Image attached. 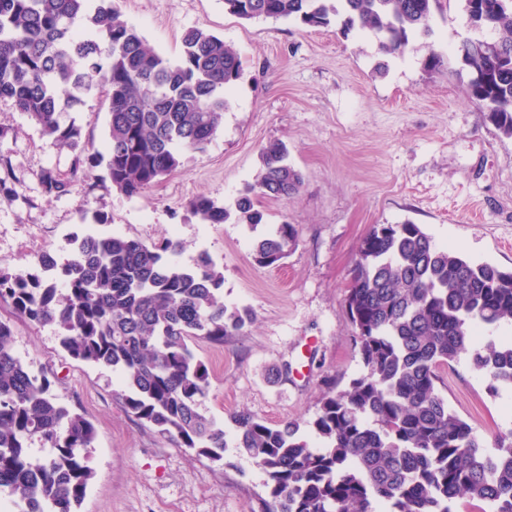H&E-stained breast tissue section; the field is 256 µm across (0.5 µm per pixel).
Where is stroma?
<instances>
[{
    "mask_svg": "<svg viewBox=\"0 0 512 512\" xmlns=\"http://www.w3.org/2000/svg\"><path fill=\"white\" fill-rule=\"evenodd\" d=\"M119 21L177 60L181 37L200 27L223 37L242 61L229 90L224 122L204 151H189L181 169L129 197L112 188L103 168L76 166L75 153L44 136L10 100L0 99V157L11 176L0 189V270L31 271L43 252L64 261L71 239L120 233L144 242H179L177 262L208 253L224 272L227 308H250L247 331L217 345L192 348L209 370L204 414L223 423L224 458L179 446L130 416L112 370L80 363L56 332L13 314L17 355L48 371L60 402L84 414L96 438L88 464L95 477L80 512H251L266 495L267 476L237 446L233 416L248 412L271 424L307 426L329 385L346 389L363 371L345 306L358 248L372 225H422L440 245L472 260L512 269V140L468 100V75L457 47L467 36L458 0L436 16L433 35L400 55L378 51L368 34L342 35L287 19L243 20L224 0H113ZM445 65L427 71L429 52ZM83 141L104 149V93L64 112ZM287 144L303 184L281 200L260 199L257 229L227 221L204 224L188 209L204 195L232 205L253 181L259 149ZM69 184L46 195L43 172ZM105 223H95V215ZM287 222L295 249L273 267L252 255L257 234ZM438 392L481 434L512 430V389L490 396L467 360L440 371Z\"/></svg>",
    "mask_w": 512,
    "mask_h": 512,
    "instance_id": "1",
    "label": "stroma"
}]
</instances>
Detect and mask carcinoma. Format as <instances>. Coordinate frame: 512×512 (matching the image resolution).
Masks as SVG:
<instances>
[{"instance_id":"cac0c4a2","label":"carcinoma","mask_w":512,"mask_h":512,"mask_svg":"<svg viewBox=\"0 0 512 512\" xmlns=\"http://www.w3.org/2000/svg\"><path fill=\"white\" fill-rule=\"evenodd\" d=\"M0 0V99H9L42 133L77 152L76 161L104 166L113 188L131 197L202 151L224 121L227 90L242 62L224 39L202 28L183 36L172 61L117 20L112 0ZM467 22L494 32L512 55V0L474 13ZM448 0H224L241 19L294 18L311 28L357 29L400 54L432 35ZM95 35L85 37L80 26ZM469 79L467 97L512 140V65L497 55L458 51ZM106 77L109 102L105 152L89 153L80 129L61 112L84 103ZM288 146L270 141L259 170L232 207L197 196L189 209L204 224L230 218L263 224L258 198L296 194L301 173ZM46 193L68 183L48 171ZM69 258L42 256L26 273L0 271V302L57 330L72 359L119 373L120 398L132 417L214 461L223 459L224 424L199 410L210 381L191 343H224L253 320L248 308L228 309L224 273L202 252L193 265L172 259V240L147 243L120 235L74 237ZM297 244L286 222L256 238L253 258L271 267ZM365 373L349 387L323 393L311 428L315 448L293 421L271 425L245 412L233 416L238 447L266 472L260 512H512V432L486 439L439 395V369L466 358L487 377L495 397L512 387V337L490 333L512 323V270L474 263L438 246L419 224H374L364 237L345 295ZM47 374L13 351V332L0 320V493L23 512H77L94 477L87 449L96 430L62 404ZM39 441L45 456L32 453Z\"/></svg>"}]
</instances>
